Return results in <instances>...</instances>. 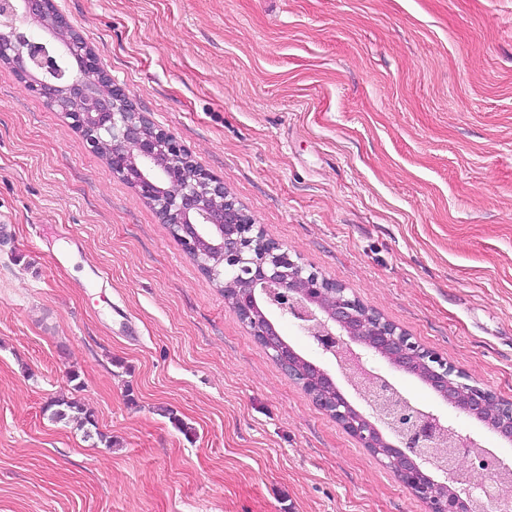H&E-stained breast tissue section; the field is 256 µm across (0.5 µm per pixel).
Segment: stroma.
<instances>
[{
    "mask_svg": "<svg viewBox=\"0 0 512 512\" xmlns=\"http://www.w3.org/2000/svg\"><path fill=\"white\" fill-rule=\"evenodd\" d=\"M55 5L293 259L512 400V0ZM274 325L346 388L309 336ZM367 360L512 465V441ZM58 397L103 441L51 421ZM0 512H427L4 64Z\"/></svg>",
    "mask_w": 512,
    "mask_h": 512,
    "instance_id": "35a3bbf8",
    "label": "stroma"
}]
</instances>
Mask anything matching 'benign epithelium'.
Returning <instances> with one entry per match:
<instances>
[{
  "label": "benign epithelium",
  "mask_w": 512,
  "mask_h": 512,
  "mask_svg": "<svg viewBox=\"0 0 512 512\" xmlns=\"http://www.w3.org/2000/svg\"><path fill=\"white\" fill-rule=\"evenodd\" d=\"M23 16L55 29L82 67L67 81L54 79L57 58L17 24ZM0 61L17 64L28 88L81 130L93 151L110 146L112 172L131 184L167 224L171 234L213 280H224V295L237 319L272 358L301 384L315 403L363 447L393 469L403 485L426 503L428 512L472 510L496 498L509 465L486 466L491 452L459 432L444 414L421 408L389 379L367 368L364 352L380 354L389 365L411 373L423 364L437 384L453 390L448 403L470 417H487L495 433L512 435V401L465 382L438 354L385 320L336 282L292 259L287 251L236 202L224 183L206 172L175 137L151 124L123 88L112 83L95 51L54 0H0ZM215 229L221 254L213 257L203 228ZM294 321L321 354L336 361L347 384L369 415L345 394L325 391L296 361L259 303ZM472 474L457 479L459 462Z\"/></svg>",
  "instance_id": "1"
}]
</instances>
